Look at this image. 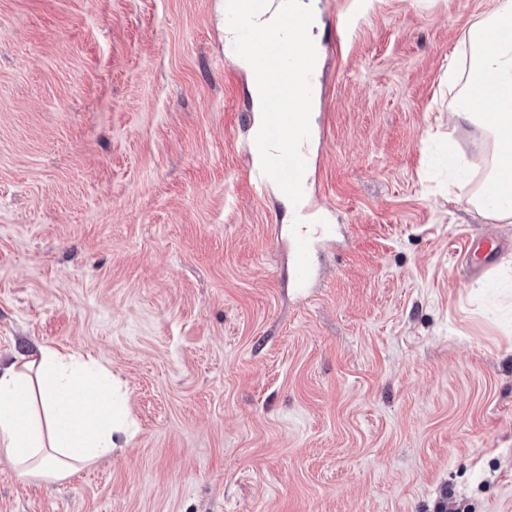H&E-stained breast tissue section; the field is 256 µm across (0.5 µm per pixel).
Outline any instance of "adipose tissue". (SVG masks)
Returning <instances> with one entry per match:
<instances>
[{
    "label": "adipose tissue",
    "mask_w": 512,
    "mask_h": 512,
    "mask_svg": "<svg viewBox=\"0 0 512 512\" xmlns=\"http://www.w3.org/2000/svg\"><path fill=\"white\" fill-rule=\"evenodd\" d=\"M466 90L453 115L493 140L486 187L472 200L495 221L512 222V0L470 35ZM125 433L111 371L44 346L0 368V455L18 477L60 479L112 454Z\"/></svg>",
    "instance_id": "obj_1"
}]
</instances>
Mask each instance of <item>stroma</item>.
<instances>
[{"label": "stroma", "instance_id": "35a3bbf8", "mask_svg": "<svg viewBox=\"0 0 512 512\" xmlns=\"http://www.w3.org/2000/svg\"><path fill=\"white\" fill-rule=\"evenodd\" d=\"M224 3L0 0V363L91 356L133 422L63 479L0 457V512H512V223L443 80L496 0H313L305 289ZM325 224H301L292 241L294 274L299 284H305L312 274V239L320 233Z\"/></svg>", "mask_w": 512, "mask_h": 512}]
</instances>
